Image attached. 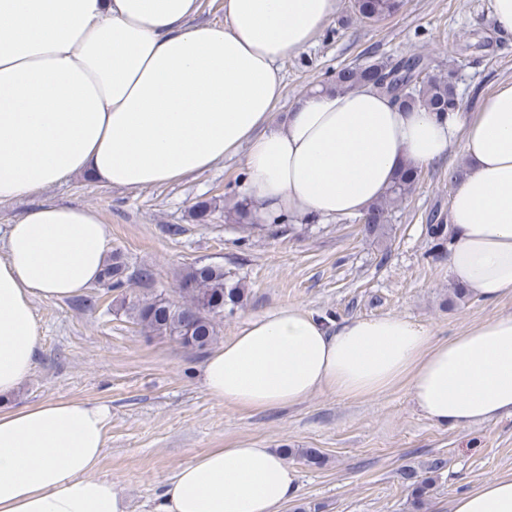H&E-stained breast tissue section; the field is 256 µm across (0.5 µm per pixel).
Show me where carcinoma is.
I'll list each match as a JSON object with an SVG mask.
<instances>
[{"instance_id":"obj_1","label":"carcinoma","mask_w":512,"mask_h":512,"mask_svg":"<svg viewBox=\"0 0 512 512\" xmlns=\"http://www.w3.org/2000/svg\"><path fill=\"white\" fill-rule=\"evenodd\" d=\"M403 0H351V19L372 25L396 14ZM363 84H372L391 95L399 107L423 109L439 115L460 110L459 93L453 73H432L424 66L422 56L400 59H375L358 66L338 69L321 88L350 91ZM422 170L406 166L393 177L382 197L361 213L367 220L362 232L369 238H382L390 230L393 209L416 189ZM433 250L440 255L447 250L452 234L446 224L426 225ZM147 286L154 281L151 269L141 267L127 273V265L119 251H113L105 263L99 286L114 292L116 310L125 313L133 323L151 336L166 338L184 348L204 350L218 336V322L224 319V310L243 306L246 288L224 266L216 263L195 262L184 269L179 279L178 298L152 292L137 294L129 291L132 281ZM442 468V462L403 472V479L414 501L419 502L432 489L433 473Z\"/></svg>"}]
</instances>
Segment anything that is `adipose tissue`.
Masks as SVG:
<instances>
[{"label":"adipose tissue","mask_w":512,"mask_h":512,"mask_svg":"<svg viewBox=\"0 0 512 512\" xmlns=\"http://www.w3.org/2000/svg\"><path fill=\"white\" fill-rule=\"evenodd\" d=\"M338 0H0V203L84 174L143 189L244 156L250 206L267 220L360 213L401 166L458 147L468 172L448 211V276L476 298L512 292V81L476 112L437 118L371 85L297 100L282 119L281 65L326 28ZM108 227L97 211L44 203L0 230V397L30 375L33 304L97 282ZM407 382L432 423L512 417V314L434 341L398 316L324 325L296 305L252 317L211 352L203 384L243 408L280 409L318 390L370 397ZM106 406L46 401L0 412V512H125L95 469ZM296 472L241 443L196 456L163 484L155 512H281ZM449 512H512V478L456 496Z\"/></svg>","instance_id":"1"}]
</instances>
